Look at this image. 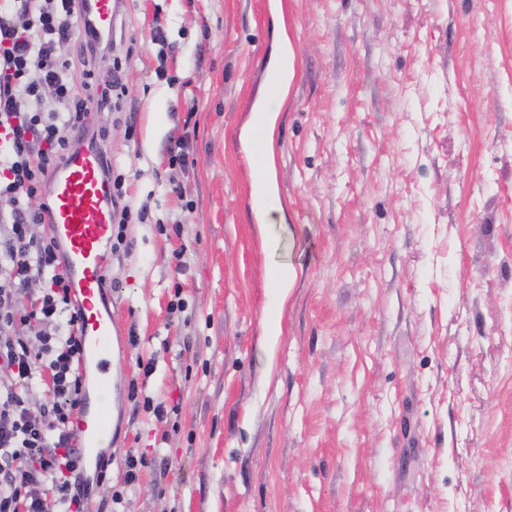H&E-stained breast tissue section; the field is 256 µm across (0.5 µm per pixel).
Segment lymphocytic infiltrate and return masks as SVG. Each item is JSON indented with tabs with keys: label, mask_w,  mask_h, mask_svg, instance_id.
<instances>
[{
	"label": "lymphocytic infiltrate",
	"mask_w": 512,
	"mask_h": 512,
	"mask_svg": "<svg viewBox=\"0 0 512 512\" xmlns=\"http://www.w3.org/2000/svg\"><path fill=\"white\" fill-rule=\"evenodd\" d=\"M77 41L79 62L61 59ZM86 0H0V512H88L74 421L86 402L81 306L41 233L51 181L119 108L122 62Z\"/></svg>",
	"instance_id": "obj_1"
}]
</instances>
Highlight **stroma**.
Here are the masks:
<instances>
[{
  "mask_svg": "<svg viewBox=\"0 0 512 512\" xmlns=\"http://www.w3.org/2000/svg\"><path fill=\"white\" fill-rule=\"evenodd\" d=\"M112 37L137 52L92 122L150 209L104 257L138 398L92 512H512V0H122ZM288 42L262 229L240 134ZM129 450L165 472L126 486ZM270 277L275 287L269 299L272 313L267 325V336H278L280 325L275 314L281 309L287 292L293 287L297 274L296 270L288 264L273 269Z\"/></svg>",
  "mask_w": 512,
  "mask_h": 512,
  "instance_id": "35a3bbf8",
  "label": "stroma"
}]
</instances>
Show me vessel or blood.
<instances>
[{
  "mask_svg": "<svg viewBox=\"0 0 512 512\" xmlns=\"http://www.w3.org/2000/svg\"><path fill=\"white\" fill-rule=\"evenodd\" d=\"M117 5L118 0H87L89 15L98 31L111 33ZM111 193L101 145L84 143L59 169L46 215L53 236L65 248L63 267L70 287L82 302V366L92 374L95 404L80 415L76 435L81 456L87 460L103 445L110 429L105 403L114 378L111 339L116 324L111 309L102 307L101 299L103 257L112 241L114 220Z\"/></svg>",
  "mask_w": 512,
  "mask_h": 512,
  "instance_id": "b4317fda",
  "label": "vessel or blood"
}]
</instances>
